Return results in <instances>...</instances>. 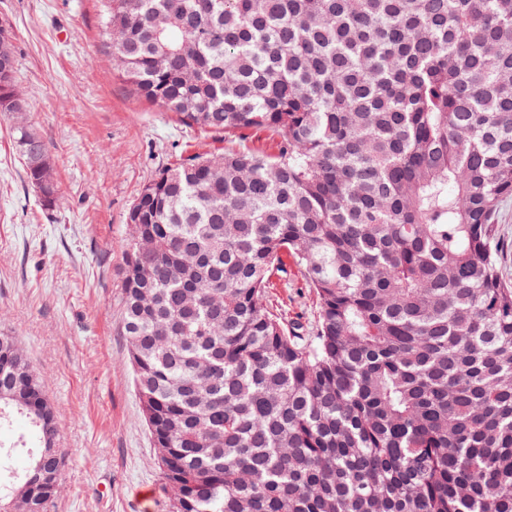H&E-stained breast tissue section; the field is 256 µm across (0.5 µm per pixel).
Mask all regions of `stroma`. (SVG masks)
I'll return each instance as SVG.
<instances>
[{
	"mask_svg": "<svg viewBox=\"0 0 512 512\" xmlns=\"http://www.w3.org/2000/svg\"><path fill=\"white\" fill-rule=\"evenodd\" d=\"M15 33L22 112H0V332L15 336L57 406L65 481L47 512H165L121 334L127 215L158 170L220 154L223 135L135 97L113 68L100 0H0ZM47 144L58 202L28 184L13 134ZM267 303L312 335L302 271L274 276Z\"/></svg>",
	"mask_w": 512,
	"mask_h": 512,
	"instance_id": "obj_1",
	"label": "stroma"
}]
</instances>
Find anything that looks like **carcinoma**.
<instances>
[{
  "label": "carcinoma",
  "instance_id": "obj_1",
  "mask_svg": "<svg viewBox=\"0 0 512 512\" xmlns=\"http://www.w3.org/2000/svg\"><path fill=\"white\" fill-rule=\"evenodd\" d=\"M134 93L276 151L161 170L127 215L122 332L169 512H512V0H103ZM56 205L48 156L14 133ZM313 340L266 302L288 262ZM55 407L0 333V512L64 479ZM43 464L44 481L26 474ZM496 241L502 250L501 272L512 283V199L501 206L496 220Z\"/></svg>",
  "mask_w": 512,
  "mask_h": 512
}]
</instances>
